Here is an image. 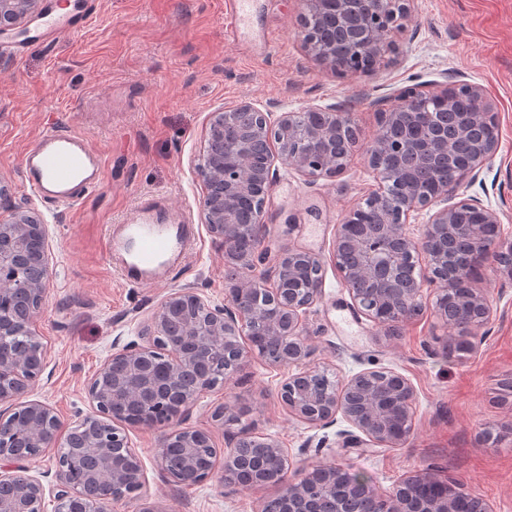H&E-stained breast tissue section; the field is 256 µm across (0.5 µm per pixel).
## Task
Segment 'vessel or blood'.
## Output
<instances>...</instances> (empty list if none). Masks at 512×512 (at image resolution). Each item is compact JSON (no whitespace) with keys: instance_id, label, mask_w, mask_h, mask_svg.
Segmentation results:
<instances>
[{"instance_id":"b4317fda","label":"vessel or blood","mask_w":512,"mask_h":512,"mask_svg":"<svg viewBox=\"0 0 512 512\" xmlns=\"http://www.w3.org/2000/svg\"><path fill=\"white\" fill-rule=\"evenodd\" d=\"M253 0H225L224 37L241 40L250 20ZM92 18L82 11L68 19L44 13L48 34L84 31ZM24 185L33 195L59 206L80 201L85 191L97 184L103 160L86 138L74 131L54 129L40 135L23 155ZM194 227L171 220L156 200L139 203L120 224L112 225L105 240L107 252L119 260L122 276L130 282L150 277L166 268L172 259L189 256Z\"/></svg>"}]
</instances>
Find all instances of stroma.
<instances>
[{"instance_id": "1", "label": "stroma", "mask_w": 512, "mask_h": 512, "mask_svg": "<svg viewBox=\"0 0 512 512\" xmlns=\"http://www.w3.org/2000/svg\"><path fill=\"white\" fill-rule=\"evenodd\" d=\"M69 2L96 10L80 35L43 37L36 19L20 41L27 46L22 53L14 49L18 41L0 36V186L47 224L55 271L34 323L48 348L46 365L29 396L61 418L87 411L84 386L113 341L135 340L171 289L224 299V249L202 225L204 183L197 170L213 113L244 101L276 112L342 109L369 140L380 133L378 112L397 105L402 90L419 85L437 92L463 76L485 89L499 139L478 177L462 181L459 192L496 210L504 237L512 238V0H415L414 16L397 36L398 54L353 80L305 53L299 0H259L254 26L270 32V53L253 36L225 40L224 0ZM52 126L83 134L105 161L99 184L72 207L48 206L24 188V151ZM375 187L359 154L335 178L311 180L276 166L261 248L276 253L300 246L326 260L322 297L306 318L308 362L340 380L369 368L406 376L415 390L408 442L343 447L351 426L297 419L277 400L286 370L259 361L205 393L185 423L208 430L215 448L225 451V427L211 413L228 403L240 413L234 430L272 435L287 448L289 475L332 464L360 472L389 494L406 476L431 469L492 512H512V434L497 442L482 437L512 421V406L500 401V384L512 377V282L489 264L473 277L472 287L487 290L494 315L480 330L477 349L460 357L449 355V328L431 307L392 336L356 315L329 260L337 224ZM150 197L197 225L198 240L181 272L129 283L106 253V228ZM130 435L145 464V493L169 512H257L276 494L271 486L245 490L214 478L175 485L155 456L159 431L136 427Z\"/></svg>"}]
</instances>
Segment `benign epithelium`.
Listing matches in <instances>:
<instances>
[{
	"mask_svg": "<svg viewBox=\"0 0 512 512\" xmlns=\"http://www.w3.org/2000/svg\"><path fill=\"white\" fill-rule=\"evenodd\" d=\"M42 0H0V31L12 30L41 11ZM414 0H301V40L316 61L341 77L374 69L386 52L397 50L395 33L413 14ZM426 95L408 88L400 104L378 113L384 134L366 143L346 112L308 108L278 116L244 101L214 113L207 138L235 130L227 143L203 151L198 170L205 191L201 212L209 234L224 246L232 276L226 278L224 301L202 297L194 288H175L145 320L140 341L112 343V353L85 387L89 411L63 422L53 408L29 400L41 376L47 346L32 329L43 311L53 269L34 244H47L48 228L35 213L11 205L0 187V403L14 411L0 414V512H44L46 498L55 512H99L111 499L138 502V512H165L161 502L143 494L146 471L132 443L134 426L159 428L156 457L162 470L179 484H200L212 471L196 467L197 449L212 446L209 431L184 427L190 404L218 383L205 370L224 357L235 371L257 359L288 368L303 366L281 383L277 397L301 421L321 425L342 418L368 441L398 448L413 432L414 388L390 369H366L336 383L328 372L306 364L310 350L303 333L309 309L322 297L324 261L308 250L290 247L275 265L265 268L267 252L258 251L266 230L263 215L273 186L275 162L307 178L338 177L350 157L364 153L375 172L372 190L336 225L332 262L345 284L353 309L393 335L421 309L424 290L433 289V309L448 323V295L459 272L448 253V239H464L478 226L493 229L484 236L472 266L492 260L498 275L512 281V239L501 234L499 214L474 198L457 197L456 189L435 183L412 192L401 175L412 167L430 169L452 152L459 137L475 148L463 178H473L497 150L498 140L480 136V126L494 106L483 88L457 80ZM470 102L473 112L453 120L455 102ZM431 209L420 237L409 231L413 213ZM469 322L468 351L477 348L478 331L492 315L490 299L476 288L457 299ZM29 351L13 352L18 337ZM215 422L236 421L230 404L216 407ZM183 454L175 467L165 455L174 437ZM224 485L243 489L272 485L285 512H319L307 499L312 482L331 485L340 469L323 465L288 478V452L268 435L225 432ZM257 442L278 466L255 482L239 474L241 448ZM52 452L54 481L46 486L29 474L28 463ZM406 483L442 484L448 492L414 502L381 496L375 512H455L467 494L453 480L417 471Z\"/></svg>",
	"mask_w": 512,
	"mask_h": 512,
	"instance_id": "7a95c632",
	"label": "benign epithelium"
}]
</instances>
